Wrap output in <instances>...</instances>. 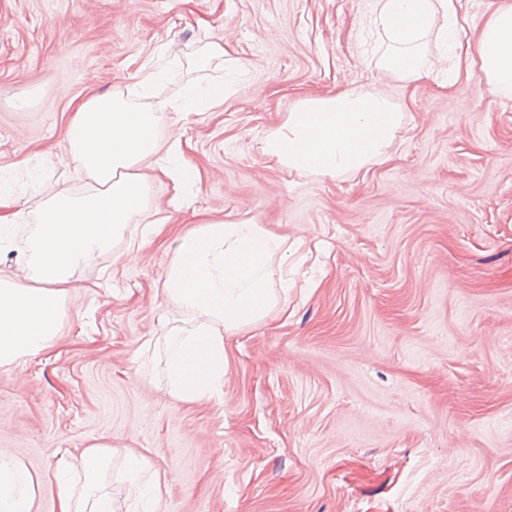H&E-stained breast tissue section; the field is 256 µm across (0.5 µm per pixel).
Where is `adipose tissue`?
<instances>
[{
	"mask_svg": "<svg viewBox=\"0 0 512 512\" xmlns=\"http://www.w3.org/2000/svg\"><path fill=\"white\" fill-rule=\"evenodd\" d=\"M458 0H373V27L386 45L382 65L401 80L419 77L423 41L437 35L456 69L477 67L492 94L512 96V0H500L481 23L475 43L461 40ZM159 114L130 104L121 92L83 99L64 136L77 170L94 192L58 189L39 210L23 251V274L0 271V366L51 347L66 315L73 271L110 251L144 210L156 174L179 189L175 209L190 205L197 172L179 139L162 140ZM403 114L381 93L308 96L265 140L264 151L288 171L338 176L385 161ZM264 225L221 218L200 221L177 240L162 283L176 308L192 314L194 331L166 361L172 395L185 402L212 398L224 382V338L262 321L287 291L288 256ZM110 452L83 456L81 492L61 488L59 512H113L94 475ZM29 473L0 456V512H31Z\"/></svg>",
	"mask_w": 512,
	"mask_h": 512,
	"instance_id": "obj_1",
	"label": "adipose tissue"
}]
</instances>
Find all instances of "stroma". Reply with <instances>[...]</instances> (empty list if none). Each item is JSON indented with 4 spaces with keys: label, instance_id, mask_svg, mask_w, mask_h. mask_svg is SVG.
I'll use <instances>...</instances> for the list:
<instances>
[{
    "label": "stroma",
    "instance_id": "1",
    "mask_svg": "<svg viewBox=\"0 0 512 512\" xmlns=\"http://www.w3.org/2000/svg\"><path fill=\"white\" fill-rule=\"evenodd\" d=\"M372 0H0V174L19 215L0 269L21 261L41 204L84 194L63 138L73 100L122 92L161 114L200 172L188 209L153 183L111 251L72 276L55 345L0 367V454L32 476V512L81 490L88 446L117 512H512V97L480 74L448 85L428 41L402 83L370 44ZM222 58L204 61L207 44ZM153 69L159 83L145 82ZM191 82L222 103L178 109ZM389 94L403 125L381 164L300 175L263 152L309 95ZM160 232L143 236L158 218ZM284 237L295 283L225 337L211 399L169 392L163 337L189 315L162 282L200 219ZM146 460L131 475L122 455Z\"/></svg>",
    "mask_w": 512,
    "mask_h": 512
}]
</instances>
